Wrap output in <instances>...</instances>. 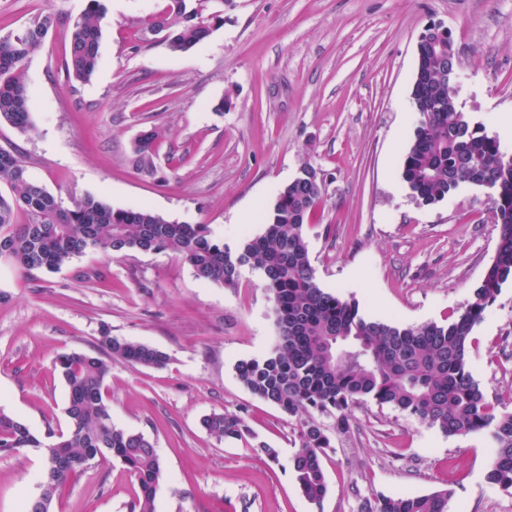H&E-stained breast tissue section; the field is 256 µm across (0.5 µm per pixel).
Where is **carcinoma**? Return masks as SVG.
Returning a JSON list of instances; mask_svg holds the SVG:
<instances>
[{
	"label": "carcinoma",
	"mask_w": 512,
	"mask_h": 512,
	"mask_svg": "<svg viewBox=\"0 0 512 512\" xmlns=\"http://www.w3.org/2000/svg\"><path fill=\"white\" fill-rule=\"evenodd\" d=\"M203 4L188 9L187 0H168L163 17L150 28L168 32L171 50L186 52L202 44L221 21V11L202 14ZM106 12L89 0L73 21L67 77L87 83L100 60ZM56 17L45 14L20 32L0 37V122L24 132L31 127L26 63L43 44ZM447 32H432L418 43L413 78L414 111L422 115L413 130L401 176L424 205L443 200L463 184L496 188V222L500 225L495 257L472 300L445 325L398 327L371 320L359 304L320 288L316 282L305 226L323 200L322 181L304 165L265 217L261 233L231 246L212 236L204 224L171 221L148 208L114 209L87 195L65 207L32 180L24 157L0 148V250L25 274L55 272L89 251L115 258L130 252H172L196 278L234 287L245 266L263 277L274 303L276 336L262 359L239 362L236 376L254 396L299 418V446L291 468L303 495L314 502L327 492L323 457L330 447L326 429L314 418H333V430H350L351 411L372 400L407 413L447 436L487 431L494 447L487 479L512 489V411H495L467 365L474 326L512 281V166L500 142L470 123L457 97L448 95L454 80ZM158 133L141 135L136 165L151 168ZM26 220L18 223L17 215ZM103 355L70 352L54 361L68 390L67 433L48 430L40 436L0 409V454L28 450L43 459L37 497L24 512H51L57 489L99 461L115 460L139 485L130 512H156V494L164 468L153 443L140 433L112 423L106 379L112 363L150 368L167 363L166 354L145 343L119 339L103 331ZM208 434L221 442L248 433L237 413H212L202 419ZM448 492L364 499L359 512H446Z\"/></svg>",
	"instance_id": "cac0c4a2"
}]
</instances>
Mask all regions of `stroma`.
I'll return each mask as SVG.
<instances>
[{"label":"stroma","mask_w":512,"mask_h":512,"mask_svg":"<svg viewBox=\"0 0 512 512\" xmlns=\"http://www.w3.org/2000/svg\"><path fill=\"white\" fill-rule=\"evenodd\" d=\"M102 2L100 64L82 84L67 79L64 60L88 0H0V37L57 17L27 62L32 126L0 123V147L24 155L63 206L91 195L146 207L232 245L261 232V215L308 164L323 183L306 228L321 288L399 326L443 324L464 309L499 227L487 188L465 184L425 205L401 178L418 122L417 43L430 25L447 29L458 104L496 135L498 114L512 113V0H226L223 23L187 52L149 29L167 0ZM151 129L148 174L134 148ZM105 328L168 356L160 368L113 364L107 379L114 425L147 437L163 462L157 512H358L365 498L443 490L446 512H512V490L487 479V434L447 436L370 400L332 437L326 496L305 498L290 467L297 418L236 376L275 334L260 274L246 268L238 286H217L171 252L90 253L30 275L0 260V409L39 433L66 430L53 363L95 353ZM467 361L489 400L512 410L511 282L475 326ZM224 411L244 413L243 439L220 442L201 427ZM41 467L33 451L0 455V512L38 494ZM138 491L121 465L96 463L61 487L51 512H128Z\"/></svg>","instance_id":"stroma-1"}]
</instances>
